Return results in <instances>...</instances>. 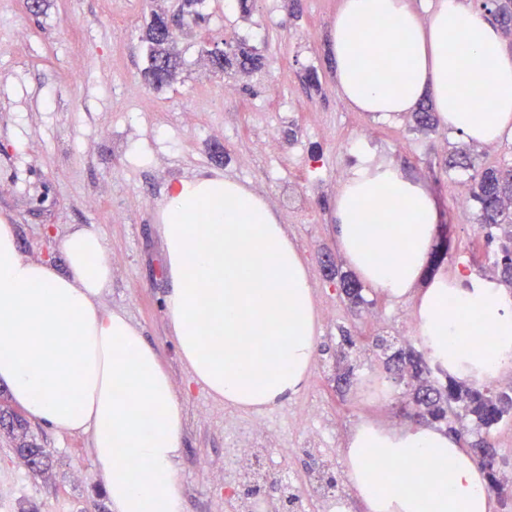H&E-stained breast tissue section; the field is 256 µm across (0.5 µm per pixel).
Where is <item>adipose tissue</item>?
<instances>
[{"instance_id":"adipose-tissue-1","label":"adipose tissue","mask_w":512,"mask_h":512,"mask_svg":"<svg viewBox=\"0 0 512 512\" xmlns=\"http://www.w3.org/2000/svg\"><path fill=\"white\" fill-rule=\"evenodd\" d=\"M339 94L378 116L430 99L466 141L512 139V51L472 0H340L330 31ZM348 267L377 294L415 295L430 359L476 387L512 372V297L432 272V193L396 165L363 159L333 209ZM171 284L164 310L193 382L217 402L263 411L312 368L319 316L304 259L265 198L221 175L180 180L159 214ZM66 268L25 259L0 220V384L44 425L89 435L111 512H181L184 405L138 325L103 308L112 265L102 236L73 229ZM347 477L368 512H490L488 481L453 433L361 422Z\"/></svg>"}]
</instances>
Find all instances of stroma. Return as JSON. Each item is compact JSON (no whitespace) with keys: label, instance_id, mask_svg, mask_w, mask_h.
<instances>
[{"label":"stroma","instance_id":"1","mask_svg":"<svg viewBox=\"0 0 512 512\" xmlns=\"http://www.w3.org/2000/svg\"><path fill=\"white\" fill-rule=\"evenodd\" d=\"M174 0H0V218L18 230L22 254L65 264L60 239L78 226L104 238L112 263L108 309L125 311L160 354L185 409L177 464L183 512H225L223 485L199 471L224 472L231 441L224 404L191 384L166 318L168 291L159 209L179 180L207 171L249 186L266 198L302 249L319 312L313 368L303 389L268 409L280 423L287 408L317 397L336 414L330 460L280 428L277 466L300 487L334 477L339 512H367L346 476L344 443L364 420L388 429L410 427V380H396L383 360L365 352L373 337L418 348L407 316L410 298L365 291L351 306L325 276L323 254L338 269L333 206L341 181L359 158L398 164L436 198L447 226L441 273L491 271L502 234L476 220L477 206L459 208L455 191L467 172L446 159L462 136L437 127L411 131L410 118H376L343 102L329 53L340 0H252L250 13L227 0H204L200 24L176 41L182 66L154 87L143 75L142 37L152 12ZM246 42L260 54L258 71L225 74L209 63L213 43ZM234 85V99L224 97ZM361 344L349 354L350 385L336 384L343 335ZM27 436L49 455L47 473L32 472L12 436L0 432V485L13 492L0 512H107L108 498L90 439L28 420Z\"/></svg>","mask_w":512,"mask_h":512}]
</instances>
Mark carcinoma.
<instances>
[{
  "mask_svg": "<svg viewBox=\"0 0 512 512\" xmlns=\"http://www.w3.org/2000/svg\"><path fill=\"white\" fill-rule=\"evenodd\" d=\"M483 5L490 6V12L497 18L502 34L512 39V0H484ZM168 22L165 15L152 14L143 37L148 58L145 77L155 86L169 83L178 65L173 42L161 40L157 36V31ZM215 62L223 70L234 65L241 70H257L262 66L260 55L243 47L224 52L222 58L215 59ZM470 190L479 205L478 223L505 227L506 242L500 246L495 280L501 287L512 288V168L493 166L475 171L471 175ZM339 288L352 305L366 303L363 288L352 275H341ZM375 347L385 355L389 370L397 371L401 377L408 374L415 381L412 396L414 416L423 425L449 423V413L453 407L459 406L478 426L489 431L512 411V395H494L488 390L472 389L450 377L444 383L431 381L428 379L430 370L423 354L412 349L394 350L384 338L376 340ZM470 448L476 454L480 468L488 473L490 485H495V473L483 461V456L490 450L487 439L480 437L473 440ZM17 451L24 459L29 456L38 457V471L48 470L47 454L38 444L22 442Z\"/></svg>",
  "mask_w": 512,
  "mask_h": 512,
  "instance_id": "obj_1",
  "label": "carcinoma"
}]
</instances>
